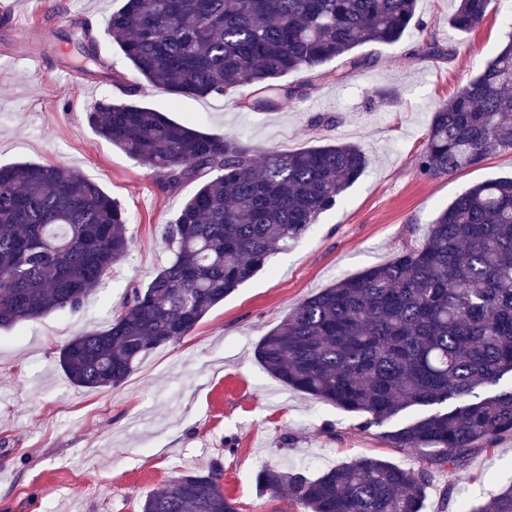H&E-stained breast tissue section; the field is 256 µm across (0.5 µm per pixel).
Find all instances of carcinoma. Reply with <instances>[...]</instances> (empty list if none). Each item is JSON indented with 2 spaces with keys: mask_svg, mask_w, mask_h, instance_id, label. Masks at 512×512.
Masks as SVG:
<instances>
[{
  "mask_svg": "<svg viewBox=\"0 0 512 512\" xmlns=\"http://www.w3.org/2000/svg\"><path fill=\"white\" fill-rule=\"evenodd\" d=\"M492 0H460L449 24L467 32ZM417 0H124L106 32L134 72L178 95L222 96L251 112L298 100L308 81L367 43L394 44L415 23ZM78 50L89 76L121 84L95 51ZM433 59V35L419 47ZM86 120L103 139L149 166L171 192L202 180L165 228L171 257L124 298L107 328L70 339L58 361L88 389L122 384L150 351L191 333L213 307L299 241L365 172L351 143L267 151L206 133L146 106L104 96ZM512 151V35L497 56L432 111L415 165L454 174ZM121 205L76 170L19 161L0 167V328L54 312L76 313L129 253ZM264 369L285 386L363 414L369 432L398 419L386 444L419 454L405 469L377 457L315 477L264 467L267 490L288 489L305 512H423L432 470L464 471L469 457L512 436V389L477 390L512 373V176L469 187L442 210L424 242L305 299L258 344ZM439 405L433 412L427 408ZM223 466L181 474L146 496L141 512H238ZM461 512H512V485Z\"/></svg>",
  "mask_w": 512,
  "mask_h": 512,
  "instance_id": "obj_1",
  "label": "carcinoma"
}]
</instances>
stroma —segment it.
Masks as SVG:
<instances>
[{
    "label": "stroma",
    "mask_w": 512,
    "mask_h": 512,
    "mask_svg": "<svg viewBox=\"0 0 512 512\" xmlns=\"http://www.w3.org/2000/svg\"><path fill=\"white\" fill-rule=\"evenodd\" d=\"M121 0H0V165L21 160L79 170L116 199L132 240L126 258L77 313L55 312L0 329V512H140L145 497L170 479L224 468V491L239 512H303L287 493L256 481L265 465L316 475L361 456L403 468L417 456L381 436L392 422L361 432L359 415L285 387L255 357L259 342L294 308L343 277L419 245L438 213L467 188L512 175V152L489 155L456 174L429 178L415 161L432 110L450 99L498 53L512 31V0H493L471 32L452 28L453 0H419L416 16L449 56L423 59L424 33L409 27L394 45L367 44L360 69L337 79L339 61L323 68L303 99L267 112L237 103L250 90L221 97L176 96L139 78L105 34ZM88 25L97 50L136 102L197 129L233 134L253 146L294 151L352 143L369 158L365 173L304 237L273 255L265 269L212 308L195 329L140 361L116 387L73 385L57 362L61 346L105 329L127 291L146 285L170 257L164 228L198 189L195 180L161 191L154 173L97 135L85 112L123 87L85 78L76 52L26 58V40L54 38L58 13ZM392 89L395 104L368 100ZM512 484V439L475 454L465 472L436 471L424 512H458ZM451 488L449 501L440 493Z\"/></svg>",
    "instance_id": "stroma-1"
}]
</instances>
